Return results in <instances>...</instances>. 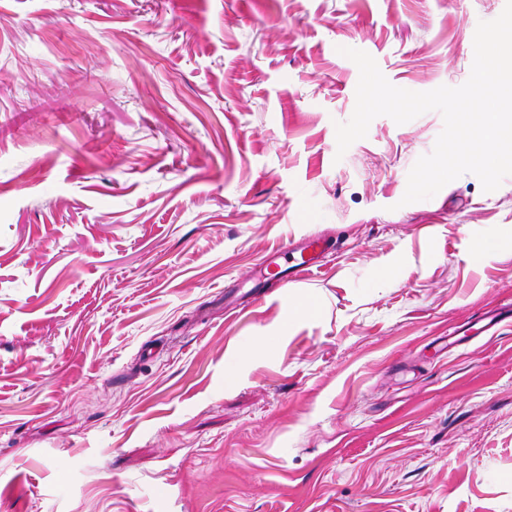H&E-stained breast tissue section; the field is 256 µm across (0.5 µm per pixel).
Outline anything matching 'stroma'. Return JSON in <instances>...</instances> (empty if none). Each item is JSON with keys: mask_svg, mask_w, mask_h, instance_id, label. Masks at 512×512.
<instances>
[{"mask_svg": "<svg viewBox=\"0 0 512 512\" xmlns=\"http://www.w3.org/2000/svg\"><path fill=\"white\" fill-rule=\"evenodd\" d=\"M506 0H0V512H512V176L402 204ZM322 269L224 310L301 238Z\"/></svg>", "mask_w": 512, "mask_h": 512, "instance_id": "1", "label": "stroma"}]
</instances>
